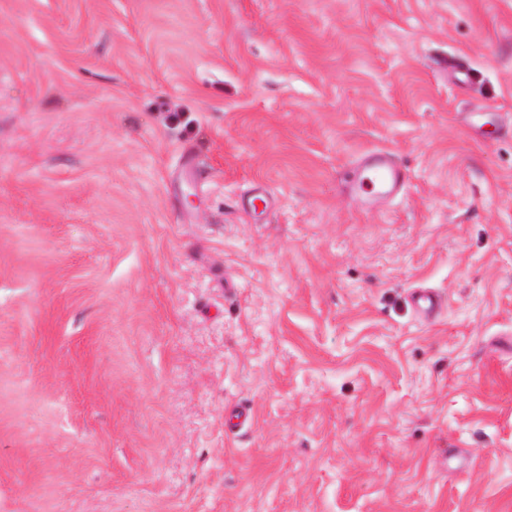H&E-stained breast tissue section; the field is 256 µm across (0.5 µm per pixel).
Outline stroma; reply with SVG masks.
I'll return each instance as SVG.
<instances>
[{
  "label": "stroma",
  "mask_w": 512,
  "mask_h": 512,
  "mask_svg": "<svg viewBox=\"0 0 512 512\" xmlns=\"http://www.w3.org/2000/svg\"><path fill=\"white\" fill-rule=\"evenodd\" d=\"M0 512H512V0H0ZM406 174L385 152H368L356 162L355 191L370 204L375 197H393L404 185ZM412 307L421 315L430 317L443 308L442 297L427 288H416L410 293Z\"/></svg>",
  "instance_id": "obj_1"
}]
</instances>
